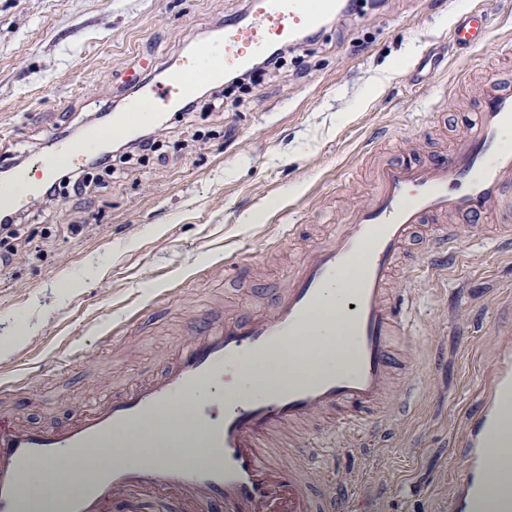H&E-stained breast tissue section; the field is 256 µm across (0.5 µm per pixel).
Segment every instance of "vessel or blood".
Masks as SVG:
<instances>
[{
    "label": "vessel or blood",
    "instance_id": "1",
    "mask_svg": "<svg viewBox=\"0 0 512 512\" xmlns=\"http://www.w3.org/2000/svg\"><path fill=\"white\" fill-rule=\"evenodd\" d=\"M344 8V0H252L214 39L194 45L160 79L139 78L133 95L113 113V127L132 134L147 123L164 124L194 95L199 75L220 81L248 70L273 49L319 31ZM486 33V18L474 8L454 23L449 36L459 49L469 50ZM108 139L104 130L90 127L72 150L95 156ZM60 164L51 148L37 163L39 177L28 167H15L12 178L0 182V213L19 212L23 199L40 192ZM374 180L370 201L296 263L269 309L222 320L200 314L193 337L159 377L79 409L64 426L0 423V512H28L31 461L64 460L76 468L85 451L108 440L118 447L137 445L145 453L95 475L81 491L62 498L60 512H107L113 498L133 488L175 499L181 512L212 506L224 512H344L352 486L326 474L322 497L312 501L308 484L280 466L263 439L314 415L338 412L334 428L307 444L313 470L323 471L341 437L361 427L387 433L386 418L371 420L367 414L386 389L392 337L409 316L390 282L412 230L447 216L481 224L495 212L504 226L501 243L512 246V210L501 207L512 191V91L487 85L477 121L459 132L447 154L378 165ZM460 238L459 225H449L433 239L431 251L455 253ZM342 281L348 284L341 311L349 351L344 361L317 378L293 374L268 390L224 389L225 377L262 360L296 364L295 338L306 335L326 308L327 286ZM202 386L210 389L209 407L180 414L177 402ZM490 394L512 413L511 361L498 365ZM135 428L143 437L131 438ZM173 437L185 448V458L173 464L155 461L149 448ZM489 488L501 496L497 512H512V464L495 469Z\"/></svg>",
    "mask_w": 512,
    "mask_h": 512
}]
</instances>
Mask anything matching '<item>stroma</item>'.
Instances as JSON below:
<instances>
[{"mask_svg": "<svg viewBox=\"0 0 512 512\" xmlns=\"http://www.w3.org/2000/svg\"><path fill=\"white\" fill-rule=\"evenodd\" d=\"M248 2L0 0V168L35 165L53 139L70 148L123 105L132 73L167 68ZM476 6L490 34L459 50L448 31ZM489 81L512 82V0H358L295 44L245 106L154 127L164 159L118 164L87 196L26 203L27 230L0 266V379L25 381L13 417L66 424L158 376L201 312L267 307L294 262L370 199L374 168L447 153ZM431 232L415 230L393 283L411 321L373 409L392 436L326 461L354 486L347 512H456L485 387L512 354V252L494 253L498 225L463 224L445 266L427 261ZM233 259L243 275L225 272Z\"/></svg>", "mask_w": 512, "mask_h": 512, "instance_id": "35a3bbf8", "label": "stroma"}]
</instances>
